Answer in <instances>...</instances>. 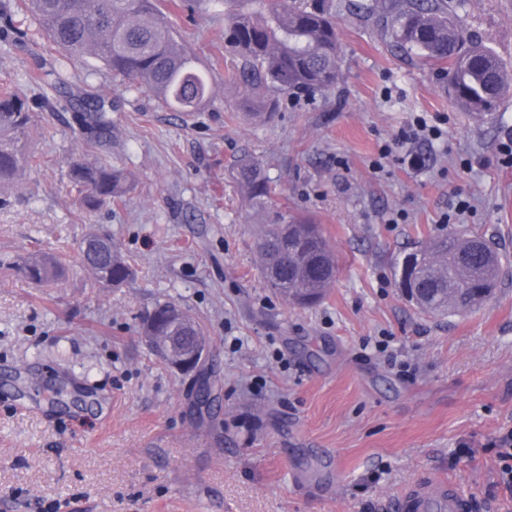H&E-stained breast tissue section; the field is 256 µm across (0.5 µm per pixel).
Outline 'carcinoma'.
Wrapping results in <instances>:
<instances>
[{"mask_svg":"<svg viewBox=\"0 0 512 512\" xmlns=\"http://www.w3.org/2000/svg\"><path fill=\"white\" fill-rule=\"evenodd\" d=\"M224 12V50L241 59L228 71V80L241 90L242 105L269 119L274 104L259 99L256 90L268 85L283 94L313 95L336 86L339 78V24L336 16L316 4L298 0L289 6L273 0H219ZM461 0H370L366 12L376 15L390 34L393 46L415 51L440 66L448 78V93L464 109L495 112L512 83L500 59L463 26ZM194 11L185 0H20L11 6L0 0V36L25 42L31 28L46 36L62 53L54 70L58 88L67 89V66L93 58L112 75L154 93L175 112H196L211 98V88L198 59L175 37L170 15ZM78 134L90 147L112 141V120L103 100L91 93L69 95ZM30 114L17 91L0 94V187L33 167L26 147ZM69 180L88 211L119 201L129 185L125 173L108 160H78ZM234 181L250 207L264 213L272 187L261 164L245 159ZM476 237L448 234L430 240L424 251L430 265L416 279L430 294L421 311L440 317L462 313L460 303L477 289L487 294L474 301L475 309L492 295L499 278L500 258L490 247L478 250ZM105 243L96 255L85 244ZM83 266L102 288H118L133 276V266L107 233H90L78 245ZM259 271L267 286L289 304H317L337 274L336 256L320 226L309 218L275 216L262 225L256 245ZM29 281L47 285L63 269L54 254H32L18 263ZM171 301L156 303L142 317L141 333L166 332Z\"/></svg>","mask_w":512,"mask_h":512,"instance_id":"1","label":"carcinoma"}]
</instances>
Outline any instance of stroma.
<instances>
[{"mask_svg": "<svg viewBox=\"0 0 512 512\" xmlns=\"http://www.w3.org/2000/svg\"><path fill=\"white\" fill-rule=\"evenodd\" d=\"M362 0H326L340 27V77L325 92L268 91L254 122L224 73V19L210 4L171 16L214 97L185 114L105 68L75 65L73 90L111 106L112 145L89 148L41 35L0 42V90L21 86L39 164L0 193V512H392L427 475L456 485L469 512H512L492 441L512 432V95L494 115L461 110L442 74L391 46ZM466 23L512 71V0H465ZM439 126L404 145L417 166L371 163L414 117ZM258 159L273 210L321 225L338 262L325 298L288 305L256 263L260 214L232 174ZM130 173L123 203L84 210L77 159ZM471 210L458 214L460 199ZM110 233L133 277L99 287L78 258ZM448 233L484 237L501 259L479 309L424 315L398 291L405 252ZM43 249L66 274L28 283L14 260ZM172 300L200 322L219 374L211 412L194 384L148 352L140 316Z\"/></svg>", "mask_w": 512, "mask_h": 512, "instance_id": "stroma-1", "label": "stroma"}]
</instances>
